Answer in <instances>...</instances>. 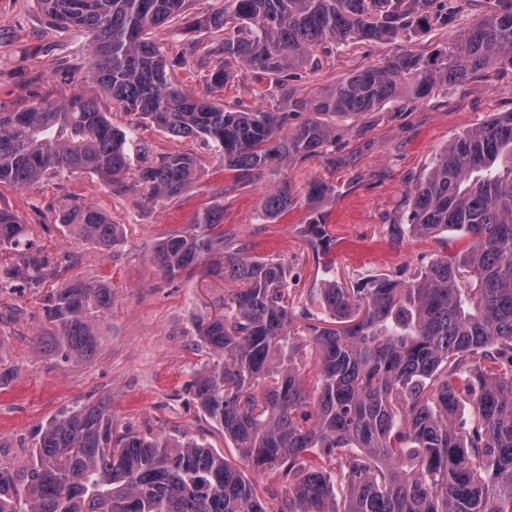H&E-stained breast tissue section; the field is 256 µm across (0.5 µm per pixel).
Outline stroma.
<instances>
[{
  "mask_svg": "<svg viewBox=\"0 0 512 512\" xmlns=\"http://www.w3.org/2000/svg\"><path fill=\"white\" fill-rule=\"evenodd\" d=\"M450 3L456 9L453 21L435 19L422 32L322 54L321 68L302 81L303 92H317L400 54L447 48L495 0ZM207 37L205 31L191 36L174 25L160 36L170 69L186 90L199 94L205 90L202 73L178 59L182 45ZM90 60L85 35L50 26L35 0H0V112L70 97L84 88ZM98 106L114 125L133 126L137 141L153 153L193 156L201 175L179 197L154 205L142 192L108 187L90 173L59 175L27 188L0 186V208L28 224L30 239L22 250L0 248V273L23 266L30 255L49 258L56 270L37 288L19 279L0 288V467L18 475L42 426L102 400L111 407L114 431L183 434L241 466L232 443L187 389L193 371L209 357L191 318L213 314L230 283L199 269L168 278L154 262L157 246L169 235L192 232L199 213L222 207L225 249L245 244L253 255L278 258L288 269L294 310L314 314L321 311L324 265H332L337 279L355 288L375 276H409L445 248L438 239L393 238L390 226L405 223L410 191L456 136L498 113L512 112V74L493 83L472 78L418 101L397 99L373 112L337 118L347 146L337 152L335 163L293 161L238 192L231 189L234 177L223 157L203 138L175 137L146 120L131 125L129 114L103 95ZM317 180L334 184L335 194L308 200V188ZM285 183L295 206L276 221H263L265 197ZM75 199L97 206L121 225L122 235L112 248L79 241L56 223V211ZM315 207L326 214L332 240L319 255L298 234ZM73 278L103 280L112 287V310L99 326L96 353L80 364L36 346L50 327L51 294Z\"/></svg>",
  "mask_w": 512,
  "mask_h": 512,
  "instance_id": "obj_1",
  "label": "stroma"
}]
</instances>
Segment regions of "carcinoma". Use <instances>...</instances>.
Here are the masks:
<instances>
[{
    "label": "carcinoma",
    "instance_id": "cac0c4a2",
    "mask_svg": "<svg viewBox=\"0 0 512 512\" xmlns=\"http://www.w3.org/2000/svg\"><path fill=\"white\" fill-rule=\"evenodd\" d=\"M188 3L37 0L50 24L86 35L91 91L0 112V184L92 173L109 187L147 190L149 202L181 195L199 176L196 159L133 145L130 129L100 111L98 91L171 135L212 141L238 191L275 163H335L344 147L338 116L512 73V0H497L433 58L403 54L303 95L300 70L319 68V46L393 40L430 23L444 0H224L188 26L209 42L190 41L182 54L206 70L212 92L238 83L242 68L275 77L286 103L227 109L168 72L157 35ZM134 153L140 164L129 184ZM293 205L285 184L263 213L275 220ZM408 211L392 236L452 231L466 242L406 279L359 288L341 286L325 267L321 317L293 311L283 264L246 245L224 251L221 208L195 220L212 233L173 235L158 247L168 277L205 265L240 284L224 292L221 314L193 317L210 359L188 390L254 478L195 438L114 433L101 401L41 429L24 479L0 468V512H270L256 490L266 474L288 489L280 512H512V112L456 137L412 189ZM56 221L102 248L119 240V225L87 202L64 205ZM325 224L314 209L300 228L316 253L328 248ZM28 241V226L0 209V247ZM50 301V347L66 362L90 360L112 287L73 279Z\"/></svg>",
    "mask_w": 512,
    "mask_h": 512
}]
</instances>
